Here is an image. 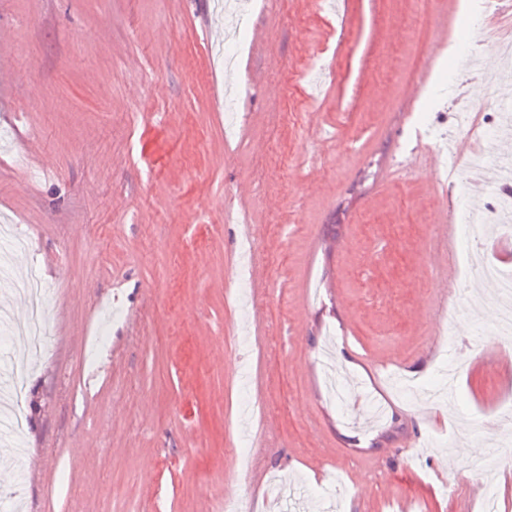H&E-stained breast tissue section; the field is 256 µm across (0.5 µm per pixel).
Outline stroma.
I'll return each instance as SVG.
<instances>
[{
  "label": "stroma",
  "instance_id": "obj_1",
  "mask_svg": "<svg viewBox=\"0 0 512 512\" xmlns=\"http://www.w3.org/2000/svg\"><path fill=\"white\" fill-rule=\"evenodd\" d=\"M249 16L236 31L238 14ZM459 0H0V282L14 328L38 270L49 334L27 355L0 512H512V343L446 240L487 190L433 176L449 80L476 30ZM430 76L418 83L414 60ZM465 282L466 291L453 290ZM337 330L368 435L324 396ZM462 359L455 381L445 356ZM449 390L426 404L386 379ZM284 477L288 501L252 471ZM455 489L441 494L442 485Z\"/></svg>",
  "mask_w": 512,
  "mask_h": 512
}]
</instances>
